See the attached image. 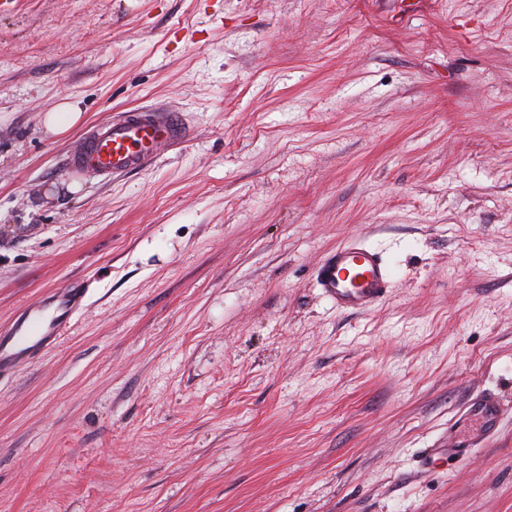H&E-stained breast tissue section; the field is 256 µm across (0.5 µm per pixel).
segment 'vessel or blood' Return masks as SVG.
Here are the masks:
<instances>
[{"label":"vessel or blood","mask_w":512,"mask_h":512,"mask_svg":"<svg viewBox=\"0 0 512 512\" xmlns=\"http://www.w3.org/2000/svg\"><path fill=\"white\" fill-rule=\"evenodd\" d=\"M189 129L180 113L135 109L93 126L67 170L108 179L143 168L159 150L184 141ZM393 270L383 253L359 236L330 252L318 267L317 284L340 311H360L387 300ZM86 295L82 282L73 281L46 291L21 307L12 322L0 327V376L26 364L58 343L70 328ZM483 435L500 426V404L494 394L474 398L466 409Z\"/></svg>","instance_id":"obj_1"}]
</instances>
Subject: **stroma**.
Returning a JSON list of instances; mask_svg holds the SVG:
<instances>
[{"mask_svg":"<svg viewBox=\"0 0 512 512\" xmlns=\"http://www.w3.org/2000/svg\"><path fill=\"white\" fill-rule=\"evenodd\" d=\"M131 107L188 139L67 175ZM354 236L396 275L341 313L316 271ZM71 280L0 378V512H512V0H16L0 324ZM487 389L499 432L423 467ZM81 116V112L72 103H65L52 112H48L44 119V127L48 133L59 134L74 125ZM86 295L83 282L52 288L21 307L7 327H0V377L58 343L70 328Z\"/></svg>","mask_w":512,"mask_h":512,"instance_id":"1","label":"stroma"}]
</instances>
